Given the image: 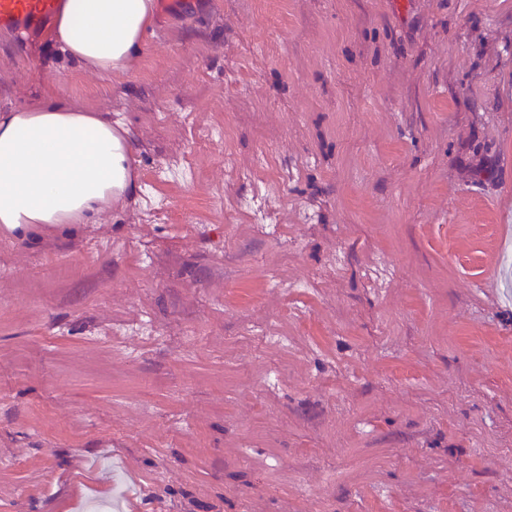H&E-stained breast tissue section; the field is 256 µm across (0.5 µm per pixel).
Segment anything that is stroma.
<instances>
[{
  "mask_svg": "<svg viewBox=\"0 0 512 512\" xmlns=\"http://www.w3.org/2000/svg\"><path fill=\"white\" fill-rule=\"evenodd\" d=\"M137 189L0 234V512H512V0H193L0 108Z\"/></svg>",
  "mask_w": 512,
  "mask_h": 512,
  "instance_id": "obj_1",
  "label": "stroma"
}]
</instances>
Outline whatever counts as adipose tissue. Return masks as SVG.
<instances>
[{"mask_svg":"<svg viewBox=\"0 0 512 512\" xmlns=\"http://www.w3.org/2000/svg\"><path fill=\"white\" fill-rule=\"evenodd\" d=\"M154 0H66L58 39L79 65L117 76L141 49ZM121 123L64 105L0 112V233L85 224L134 191Z\"/></svg>","mask_w":512,"mask_h":512,"instance_id":"ef3b65f1","label":"adipose tissue"}]
</instances>
